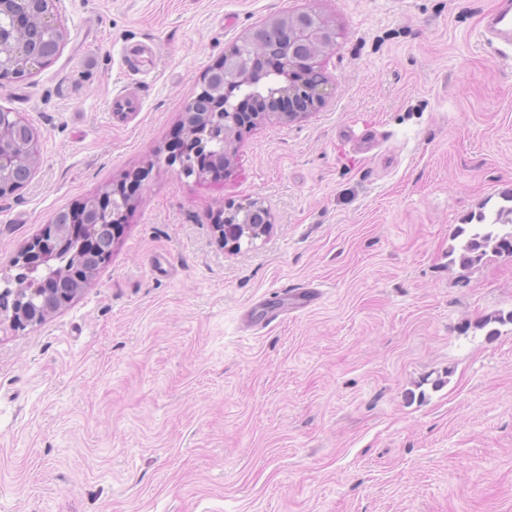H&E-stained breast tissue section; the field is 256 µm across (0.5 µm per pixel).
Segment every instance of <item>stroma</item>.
Returning <instances> with one entry per match:
<instances>
[{"label": "stroma", "mask_w": 512, "mask_h": 512, "mask_svg": "<svg viewBox=\"0 0 512 512\" xmlns=\"http://www.w3.org/2000/svg\"><path fill=\"white\" fill-rule=\"evenodd\" d=\"M495 3L55 0L56 59L0 79L40 150L0 197V274L150 174L91 283L0 331V512H512V323L481 326L512 313V257L448 255L512 192V65L475 39ZM308 8L338 32L324 105L252 128L219 179L159 163L225 50ZM258 197L270 236L219 247L214 215ZM71 217H75L74 207L58 212L53 217L51 224L65 225L55 226L49 224L42 234L32 238L22 247L15 256V259H18L19 262L15 263L14 261L13 265L18 271L14 276L15 281L17 280V276H21L22 273H27V270L24 267V258L26 254H38V262L40 263V266L46 265L55 258L56 251L52 250V248L56 242L66 241L68 238L74 237L75 235L86 237L90 240L89 235L93 233L94 225L91 223L93 222L92 219H100L101 212L92 204V202H89L86 205L84 215L82 216V223L71 224Z\"/></svg>", "instance_id": "35a3bbf8"}]
</instances>
